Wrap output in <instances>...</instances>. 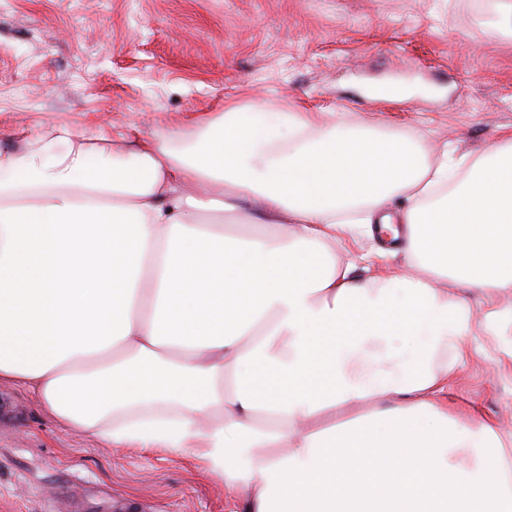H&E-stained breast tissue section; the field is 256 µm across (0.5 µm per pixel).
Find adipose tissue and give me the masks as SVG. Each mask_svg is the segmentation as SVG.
<instances>
[{
	"mask_svg": "<svg viewBox=\"0 0 512 512\" xmlns=\"http://www.w3.org/2000/svg\"><path fill=\"white\" fill-rule=\"evenodd\" d=\"M393 223L400 270L338 262ZM507 290L512 131L434 163L269 100L173 142L51 124L0 150V382L94 442L190 454L233 512H512V427L444 398Z\"/></svg>",
	"mask_w": 512,
	"mask_h": 512,
	"instance_id": "obj_1",
	"label": "adipose tissue"
}]
</instances>
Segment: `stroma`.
<instances>
[{
  "label": "stroma",
  "mask_w": 512,
  "mask_h": 512,
  "mask_svg": "<svg viewBox=\"0 0 512 512\" xmlns=\"http://www.w3.org/2000/svg\"><path fill=\"white\" fill-rule=\"evenodd\" d=\"M475 0H0V150L45 124L160 139L276 101L475 158L512 126V32ZM409 88L385 97V87ZM476 326L448 404L512 424V340ZM181 452L91 443L0 384V512H230Z\"/></svg>",
  "instance_id": "obj_1"
}]
</instances>
